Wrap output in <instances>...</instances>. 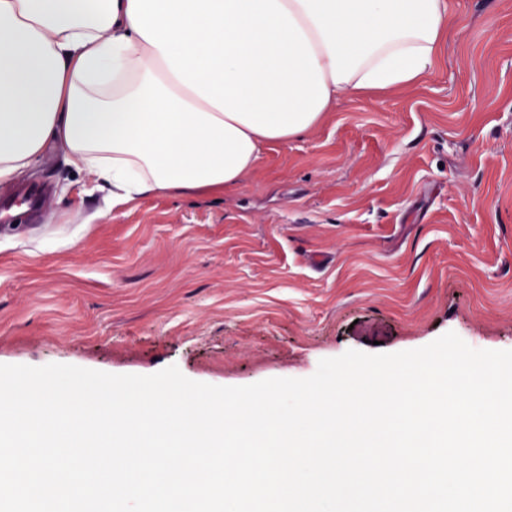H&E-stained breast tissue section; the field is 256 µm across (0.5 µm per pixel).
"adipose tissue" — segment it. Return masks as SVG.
Here are the masks:
<instances>
[{
  "mask_svg": "<svg viewBox=\"0 0 512 512\" xmlns=\"http://www.w3.org/2000/svg\"><path fill=\"white\" fill-rule=\"evenodd\" d=\"M448 0H0V184L51 152L74 201L218 195L340 98L413 89Z\"/></svg>",
  "mask_w": 512,
  "mask_h": 512,
  "instance_id": "ef3b65f1",
  "label": "adipose tissue"
}]
</instances>
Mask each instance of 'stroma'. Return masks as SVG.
Instances as JSON below:
<instances>
[{
    "instance_id": "obj_1",
    "label": "stroma",
    "mask_w": 512,
    "mask_h": 512,
    "mask_svg": "<svg viewBox=\"0 0 512 512\" xmlns=\"http://www.w3.org/2000/svg\"><path fill=\"white\" fill-rule=\"evenodd\" d=\"M415 90L341 99L221 197L100 196L58 156L0 226V364L244 386L455 332L512 350V0H448Z\"/></svg>"
}]
</instances>
